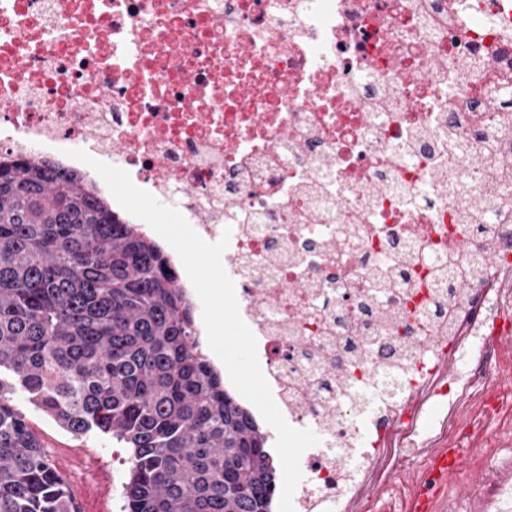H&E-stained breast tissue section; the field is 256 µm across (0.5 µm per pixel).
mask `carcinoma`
Returning a JSON list of instances; mask_svg holds the SVG:
<instances>
[{
	"label": "carcinoma",
	"instance_id": "obj_1",
	"mask_svg": "<svg viewBox=\"0 0 512 512\" xmlns=\"http://www.w3.org/2000/svg\"><path fill=\"white\" fill-rule=\"evenodd\" d=\"M131 448L125 512H272L271 434L204 352L166 249L83 176L0 158V512H78L17 391Z\"/></svg>",
	"mask_w": 512,
	"mask_h": 512
}]
</instances>
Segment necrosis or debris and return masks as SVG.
<instances>
[{
	"label": "necrosis or debris",
	"instance_id": "necrosis-or-debris-1",
	"mask_svg": "<svg viewBox=\"0 0 512 512\" xmlns=\"http://www.w3.org/2000/svg\"><path fill=\"white\" fill-rule=\"evenodd\" d=\"M512 0H0V152L128 172L223 267L303 452L294 512H363L391 457L485 446L512 512Z\"/></svg>",
	"mask_w": 512,
	"mask_h": 512
}]
</instances>
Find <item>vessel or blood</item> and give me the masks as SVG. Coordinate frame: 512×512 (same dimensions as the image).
<instances>
[{
  "instance_id": "obj_1",
  "label": "vessel or blood",
  "mask_w": 512,
  "mask_h": 512,
  "mask_svg": "<svg viewBox=\"0 0 512 512\" xmlns=\"http://www.w3.org/2000/svg\"><path fill=\"white\" fill-rule=\"evenodd\" d=\"M460 470V460L454 449L440 447L429 456L428 464L417 478L418 486L409 512H442L448 483Z\"/></svg>"
}]
</instances>
